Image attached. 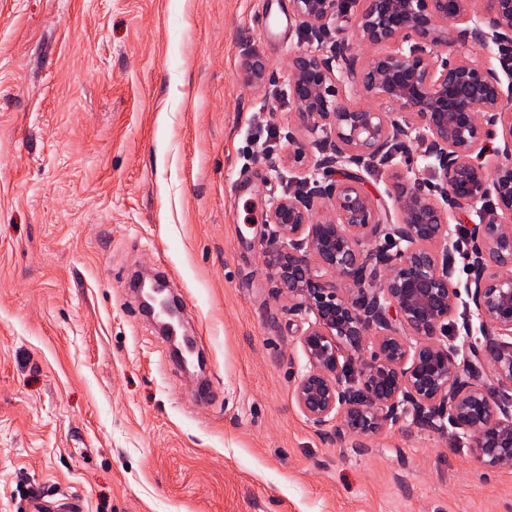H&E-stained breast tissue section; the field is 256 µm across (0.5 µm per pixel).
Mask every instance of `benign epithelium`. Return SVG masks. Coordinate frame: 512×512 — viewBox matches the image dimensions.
Returning a JSON list of instances; mask_svg holds the SVG:
<instances>
[{
  "label": "benign epithelium",
  "mask_w": 512,
  "mask_h": 512,
  "mask_svg": "<svg viewBox=\"0 0 512 512\" xmlns=\"http://www.w3.org/2000/svg\"><path fill=\"white\" fill-rule=\"evenodd\" d=\"M292 3L305 31L346 22L331 54L298 50L286 63L292 110L317 135L308 147L288 132V161L342 176L298 179L265 224L275 288L288 295V313L307 323L298 408L319 432L360 447L408 414L435 429L448 413L454 439L467 440L477 461L512 469V93L501 79L512 77V0H360L351 17L346 0ZM346 31L362 51H352ZM449 44H493L499 66L433 52ZM382 45L392 50L371 52ZM246 56L247 82L263 87V60ZM341 82L379 107L346 105ZM412 140L438 163L440 199L424 192L420 178L394 172L399 220L385 224L348 166L383 164ZM489 149L498 161H484ZM479 203L467 292L491 334L463 365L457 346L442 339L458 300L448 215ZM145 305L177 316L160 283L145 292ZM170 340L188 363L192 340ZM487 373L501 395L478 385Z\"/></svg>",
  "instance_id": "7a95c632"
}]
</instances>
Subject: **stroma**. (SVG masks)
<instances>
[{
  "mask_svg": "<svg viewBox=\"0 0 512 512\" xmlns=\"http://www.w3.org/2000/svg\"><path fill=\"white\" fill-rule=\"evenodd\" d=\"M291 0H0V512H512V470L450 425L404 419L339 444L299 410L306 327L274 290L272 205L299 176L289 54L329 52ZM268 81L245 80L247 53ZM395 153L365 171L395 222ZM166 265L207 344L196 381L138 313L128 268ZM483 324L461 297L448 338ZM54 494H44L41 497L25 499L21 512H81L80 502L71 500L62 502L54 498Z\"/></svg>",
  "mask_w": 512,
  "mask_h": 512,
  "instance_id": "stroma-1",
  "label": "stroma"
}]
</instances>
